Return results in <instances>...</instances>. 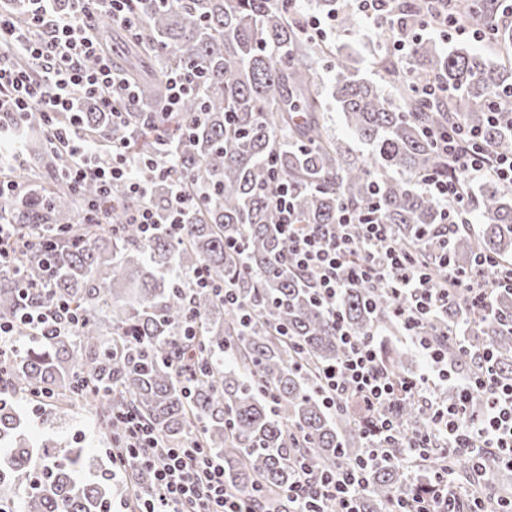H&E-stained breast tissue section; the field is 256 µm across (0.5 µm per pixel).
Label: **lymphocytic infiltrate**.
<instances>
[{
    "instance_id": "lymphocytic-infiltrate-1",
    "label": "lymphocytic infiltrate",
    "mask_w": 512,
    "mask_h": 512,
    "mask_svg": "<svg viewBox=\"0 0 512 512\" xmlns=\"http://www.w3.org/2000/svg\"><path fill=\"white\" fill-rule=\"evenodd\" d=\"M26 2L29 20L23 28L0 10V135L11 137L31 118H38L50 144L70 154L67 178L73 187L93 183L107 196L113 184L121 182L132 196L146 198V167L124 146L115 143L104 150L80 132L83 100H95L101 111L120 122L136 98L134 84L114 64L98 36L102 17L131 25V0H68L65 9L58 7L57 0ZM17 52L32 61V69L13 66L12 56ZM62 113L70 117L65 129L55 123ZM434 139L448 159V170L424 176L419 184L441 203L452 204L459 220H466L471 211L474 180L491 176L512 187V154L493 153L477 130L454 124L436 132ZM270 197L279 213L278 230L288 240V264L309 276L319 301L333 312L348 286L384 284L397 302L396 314L405 335L426 363L425 371L417 376L394 380L381 365L376 340L362 341L339 329L345 355L324 373L327 404L336 408L350 403L359 409L374 456H386L398 437L393 421L378 416V408L417 398L431 417L433 431L407 440L401 463L411 462L436 438L446 460L465 448H492L505 465L512 466V383L499 382L489 374L453 373L447 354L434 345L426 329L428 318L448 298L449 288L440 286L444 280L466 291L470 310L493 313L496 289L512 288L511 274L497 281L484 275L485 270L498 267V259L477 255L474 270L450 268L438 281L417 257L397 244L389 225L351 210L341 212L338 234L315 224L296 223L284 178L276 182ZM19 322L36 336H66L79 317L67 302L57 300L23 313ZM440 383L452 389V402L429 395V388ZM484 388L491 394L478 417L471 412L473 394ZM115 424L123 441L112 456L113 472L133 468L151 479L137 512H260L257 496L227 492L223 464L199 445L160 448L152 427L131 410L116 414ZM363 471V466L344 464L332 475L302 472L288 491L293 512H312L310 505L317 501L336 506L337 512H359ZM452 474L446 464L428 488L412 484L401 496L399 512H485L482 499L468 501L457 491Z\"/></svg>"
}]
</instances>
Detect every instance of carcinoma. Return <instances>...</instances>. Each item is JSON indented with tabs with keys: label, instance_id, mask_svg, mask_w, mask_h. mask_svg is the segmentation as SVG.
<instances>
[{
	"label": "carcinoma",
	"instance_id": "carcinoma-1",
	"mask_svg": "<svg viewBox=\"0 0 512 512\" xmlns=\"http://www.w3.org/2000/svg\"><path fill=\"white\" fill-rule=\"evenodd\" d=\"M138 37L134 56L120 64L139 86L140 112L127 124L87 99L82 130L89 138L123 143L141 161H168L172 176L151 185L146 202L161 221L150 240L128 222L142 200L124 185L112 186L105 223L84 220L92 184L74 188L64 179L69 158L52 148L37 125L24 144L55 171L46 185L32 169H5L0 176L21 184L0 202V221L28 241L16 263L0 271V318H17L27 305L65 300L80 317L72 336L47 339L19 329L6 386L16 394L53 391L57 410H91L104 432L112 414L135 409L167 445L191 440L224 462V484L235 493L262 490L263 512H288V488L300 463L315 473L367 457L362 418L330 410L316 394L315 373L339 362L344 346L336 323L313 296L306 277L288 267V240L263 188L274 174L288 179L299 224H338L343 206L375 205L396 242L416 250L433 274L443 270L431 245L444 223L443 205L411 186L414 177L448 170L431 132L452 123L482 130L485 141L512 154V131L487 122L496 107L512 110V68L498 67L477 50L445 49L440 40L411 36L407 53L382 55L379 83L359 78L351 60L336 62L333 99L368 156L354 157L333 137L317 90L318 56L332 53L304 32L305 19L274 0H133ZM406 28L430 15L429 0H408ZM478 0H448V11L471 20ZM193 70L196 87L173 112H159L166 77ZM449 94L426 99L420 87ZM391 89L393 94L386 93ZM197 196L183 215L177 237L167 234L175 187ZM483 220L473 232H448V260L471 268L476 255L512 260V192L486 177L474 195ZM206 266L214 289L193 287L194 271ZM44 281L51 293L21 292L15 269ZM234 288L228 305L218 289ZM388 290L369 284L346 288L338 307L344 327L368 339L399 329ZM192 313L196 334L182 335ZM251 316L248 325L241 314ZM448 352V363L478 371L488 352L493 376L512 380V289L501 290L492 314L467 310L456 289L448 307L427 326ZM383 364L406 374L411 354L381 347ZM192 359L196 380L185 387L181 359ZM400 440L431 425L413 400L381 408ZM459 456L457 478L487 500L512 497L501 480L504 467L491 452ZM109 466L82 448L26 436L14 403L0 405V506L22 512H105L112 506ZM408 486L404 468L368 466L360 512H391Z\"/></svg>",
	"mask_w": 512,
	"mask_h": 512
}]
</instances>
